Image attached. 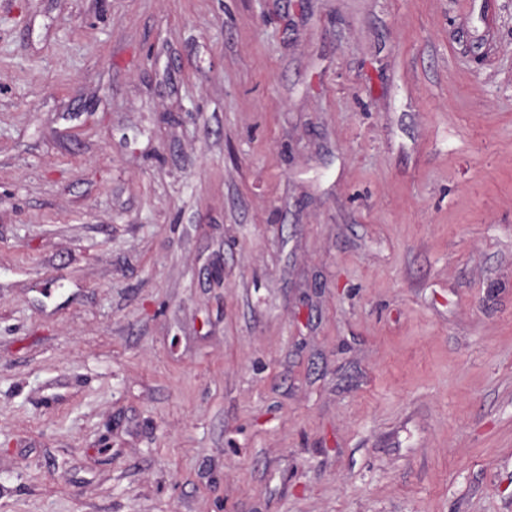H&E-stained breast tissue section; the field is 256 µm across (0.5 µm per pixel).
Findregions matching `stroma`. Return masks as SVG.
Instances as JSON below:
<instances>
[{"label":"stroma","mask_w":512,"mask_h":512,"mask_svg":"<svg viewBox=\"0 0 512 512\" xmlns=\"http://www.w3.org/2000/svg\"><path fill=\"white\" fill-rule=\"evenodd\" d=\"M0 512H512V0H0Z\"/></svg>","instance_id":"obj_1"}]
</instances>
